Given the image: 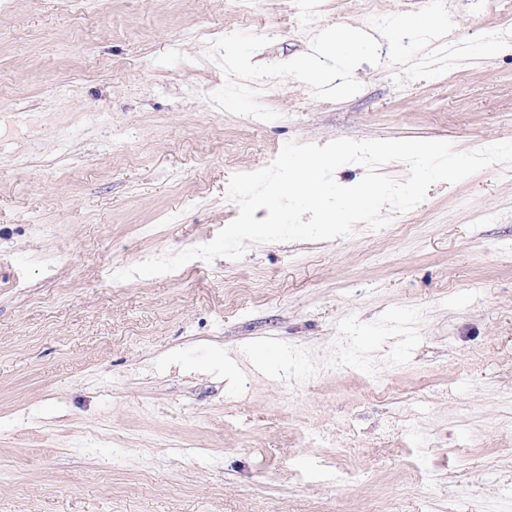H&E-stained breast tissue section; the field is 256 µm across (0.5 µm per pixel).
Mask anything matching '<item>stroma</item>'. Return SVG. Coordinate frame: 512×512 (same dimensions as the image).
Masks as SVG:
<instances>
[{
	"instance_id": "35a3bbf8",
	"label": "stroma",
	"mask_w": 512,
	"mask_h": 512,
	"mask_svg": "<svg viewBox=\"0 0 512 512\" xmlns=\"http://www.w3.org/2000/svg\"><path fill=\"white\" fill-rule=\"evenodd\" d=\"M343 29L344 73L297 70ZM492 29L479 0H0V512H512L508 166L112 278L211 241L287 141H512Z\"/></svg>"
}]
</instances>
